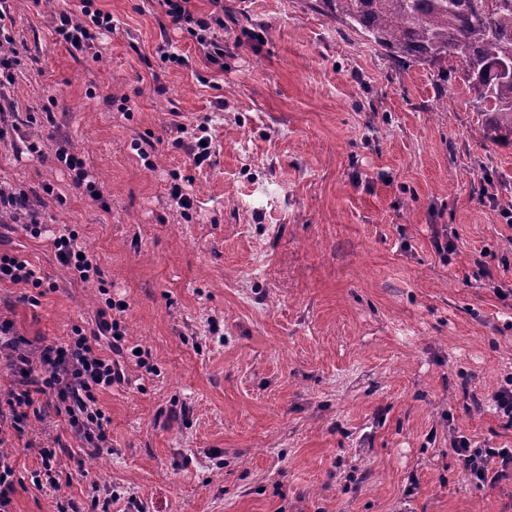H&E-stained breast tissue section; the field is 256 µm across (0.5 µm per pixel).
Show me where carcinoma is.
<instances>
[{
    "label": "carcinoma",
    "mask_w": 512,
    "mask_h": 512,
    "mask_svg": "<svg viewBox=\"0 0 512 512\" xmlns=\"http://www.w3.org/2000/svg\"><path fill=\"white\" fill-rule=\"evenodd\" d=\"M389 57L454 75L486 117L487 137L512 141V0H320Z\"/></svg>",
    "instance_id": "cac0c4a2"
}]
</instances>
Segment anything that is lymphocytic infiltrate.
Returning <instances> with one entry per match:
<instances>
[{
	"label": "lymphocytic infiltrate",
	"mask_w": 512,
	"mask_h": 512,
	"mask_svg": "<svg viewBox=\"0 0 512 512\" xmlns=\"http://www.w3.org/2000/svg\"><path fill=\"white\" fill-rule=\"evenodd\" d=\"M164 16L174 26L184 28L195 38L206 61L224 64L223 0H212L214 10L207 17L192 14L189 0H157ZM55 33L60 41L83 52L93 48L100 35L112 28L111 14L95 9L92 0H81L79 11L59 9L55 14ZM50 112L17 115L13 104L0 105V140L11 139L18 153L41 155L43 139L37 128L53 123ZM55 190L44 185L31 191L0 184V217L8 228L22 229L32 237L50 235L57 262L80 280L100 279L102 271L92 254L86 253L78 234L62 228L50 233L46 212ZM0 236V283L23 287V298L38 306L44 296V279L24 256L6 252ZM120 302L105 299L97 308L90 326L72 325L67 343L49 344L35 349L15 331L11 320L0 318V364L13 376L6 391L0 392V435H23L30 420L44 421L46 406L66 417L75 435L101 453L111 450L109 416L98 406L100 393L123 383L124 371L116 358L126 342L127 330ZM112 353L104 355L102 344ZM451 446L467 478L478 484H496L512 471V448H475L462 435L453 437Z\"/></svg>",
	"instance_id": "lymphocytic-infiltrate-1"
}]
</instances>
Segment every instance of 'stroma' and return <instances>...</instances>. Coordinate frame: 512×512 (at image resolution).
<instances>
[{
	"label": "stroma",
	"instance_id": "obj_1",
	"mask_svg": "<svg viewBox=\"0 0 512 512\" xmlns=\"http://www.w3.org/2000/svg\"><path fill=\"white\" fill-rule=\"evenodd\" d=\"M94 3L116 27L93 56L54 33V9L79 0H13L6 95L54 112L108 209L50 143L37 160L0 140V182L53 185L52 225L78 231L102 280L12 234L53 289L34 307L0 284V317L63 343L107 288L155 370L127 357L126 382L99 394L111 452L87 456L54 415L9 438L13 512H83L94 483L119 495L111 512L131 495L146 512H512V477L469 482L450 445L512 448L492 400L512 385V296L496 292L512 289V143L487 139L460 82L389 58L317 0H224L220 68L160 26L155 0ZM178 122L205 126L202 166ZM57 437L71 478L37 488Z\"/></svg>",
	"mask_w": 512,
	"mask_h": 512
}]
</instances>
